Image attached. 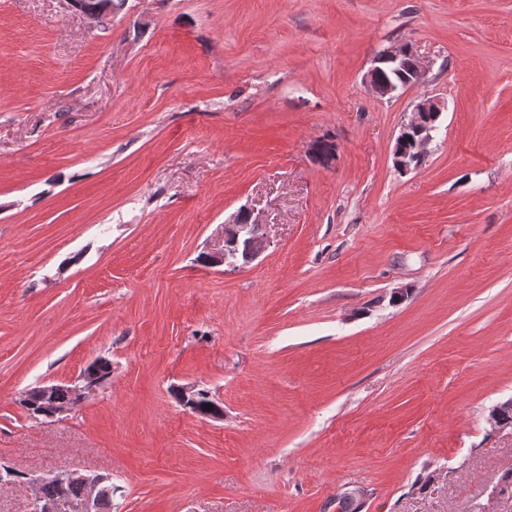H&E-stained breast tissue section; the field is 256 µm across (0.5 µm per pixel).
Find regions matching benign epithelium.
I'll use <instances>...</instances> for the list:
<instances>
[{"mask_svg":"<svg viewBox=\"0 0 512 512\" xmlns=\"http://www.w3.org/2000/svg\"><path fill=\"white\" fill-rule=\"evenodd\" d=\"M411 50L408 43H399L391 49L384 51L374 59L373 66L364 77L369 91L380 98L393 97L411 90L421 83L424 77L423 66L419 65L411 70L410 75L400 82H390L381 78L383 68L396 67L402 58ZM445 111V102L435 98L420 100L412 112L409 122L403 125L396 138L398 151L393 155L394 166L401 172H408L420 168L427 156V146L433 139L437 130L438 121ZM261 226L259 217L250 211H239L224 223L222 245L203 255L205 264L209 267H240L251 263L267 248L266 237L257 233ZM101 386V380L96 376L83 372L76 379L64 384L72 399L80 403L94 394ZM58 386H40L36 389L25 390L21 398L34 404L30 414L34 418L52 419L69 411V407L60 406L55 401ZM512 411V397L500 402L492 410L490 421L497 427H511L512 422L501 421L503 415ZM81 481L90 489V494L80 502L68 499L43 501L38 497L30 500L33 512H93L94 494L104 484L111 481V476L81 473L65 470L53 475L27 474L23 481L14 474V469L5 466L0 468V487L12 489L25 484L31 489L46 482L66 484L72 481Z\"/></svg>","mask_w":512,"mask_h":512,"instance_id":"7a95c632","label":"benign epithelium"}]
</instances>
